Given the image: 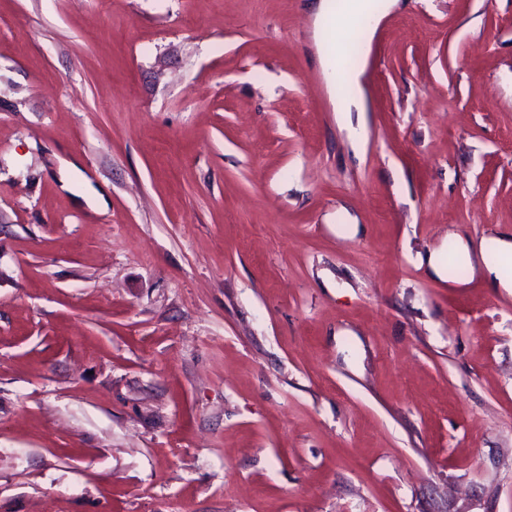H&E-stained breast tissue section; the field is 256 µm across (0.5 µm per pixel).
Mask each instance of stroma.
Instances as JSON below:
<instances>
[{"label":"stroma","instance_id":"35a3bbf8","mask_svg":"<svg viewBox=\"0 0 512 512\" xmlns=\"http://www.w3.org/2000/svg\"><path fill=\"white\" fill-rule=\"evenodd\" d=\"M309 5L0 0V512H512V291L426 264L512 234V0H400L358 154Z\"/></svg>","mask_w":512,"mask_h":512}]
</instances>
